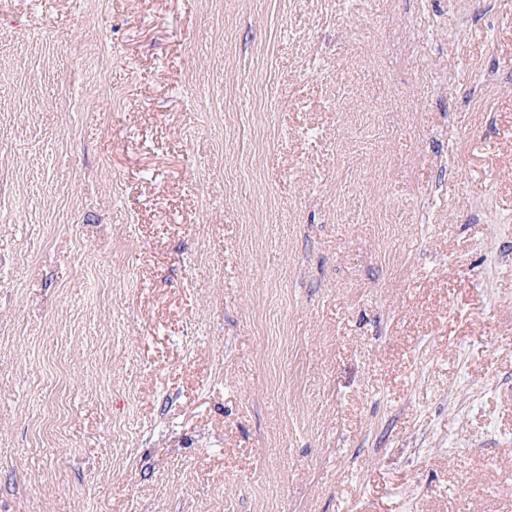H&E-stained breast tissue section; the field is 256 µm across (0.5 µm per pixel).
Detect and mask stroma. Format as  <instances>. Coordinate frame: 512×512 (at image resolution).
Instances as JSON below:
<instances>
[{
	"instance_id": "stroma-1",
	"label": "stroma",
	"mask_w": 512,
	"mask_h": 512,
	"mask_svg": "<svg viewBox=\"0 0 512 512\" xmlns=\"http://www.w3.org/2000/svg\"><path fill=\"white\" fill-rule=\"evenodd\" d=\"M0 512H512V0H0Z\"/></svg>"
}]
</instances>
